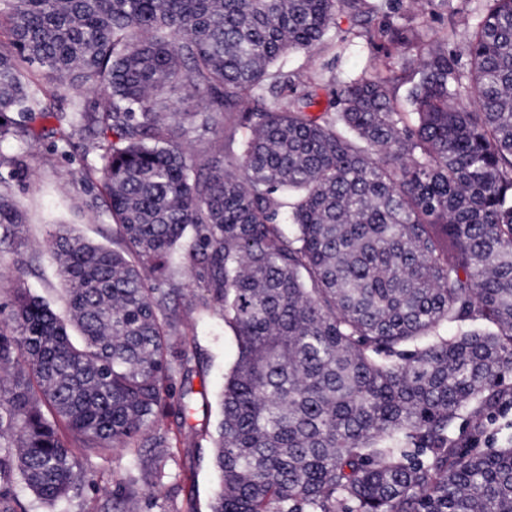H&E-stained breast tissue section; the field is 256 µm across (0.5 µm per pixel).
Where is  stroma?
I'll return each instance as SVG.
<instances>
[{
  "label": "stroma",
  "mask_w": 512,
  "mask_h": 512,
  "mask_svg": "<svg viewBox=\"0 0 512 512\" xmlns=\"http://www.w3.org/2000/svg\"><path fill=\"white\" fill-rule=\"evenodd\" d=\"M461 0H433L419 7L403 0L393 14L394 24L413 20L429 36L442 35L449 28ZM351 23L346 14L336 17L335 33L347 36L342 51L327 50L315 56L301 52L282 55L275 67L285 73H319L323 77L319 92L321 103L335 99L336 91L348 77L383 67L387 50L369 45L360 38H350ZM47 141L31 145L6 143L0 151L26 161L29 174L14 187L15 198L25 215L21 238L13 245L0 247V303L8 302L12 290L22 284L49 300L55 310H62V282L45 248L55 225L66 224L96 242H104L110 220L95 215L85 205L84 185L73 171L97 165L95 157L66 159L46 157ZM187 347L193 350L205 369L204 376L193 379L194 390H205L208 403L197 406L190 418L200 428L194 444H180L169 463L168 475L160 493L151 494L149 486H139L140 512H186L195 505L196 512H208V504L218 489L210 466L209 427L218 419L217 393L236 357L234 331L213 312H192L186 328ZM136 460L131 456L110 458L91 456L84 461L85 478L77 495L58 503L55 509L39 503L30 492L14 486L13 492L27 512H112V492L117 480L132 471Z\"/></svg>",
  "instance_id": "35a3bbf8"
}]
</instances>
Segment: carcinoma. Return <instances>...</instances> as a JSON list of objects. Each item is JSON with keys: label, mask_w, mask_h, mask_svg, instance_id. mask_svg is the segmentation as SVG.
I'll use <instances>...</instances> for the list:
<instances>
[{"label": "carcinoma", "mask_w": 512, "mask_h": 512, "mask_svg": "<svg viewBox=\"0 0 512 512\" xmlns=\"http://www.w3.org/2000/svg\"><path fill=\"white\" fill-rule=\"evenodd\" d=\"M394 1L0 0V144L54 120V149L98 153L78 175L112 219L109 246L49 235L66 315L25 287L0 309V512H26L18 483L53 507L81 456L120 452L140 469L112 508L138 512V483L160 488L193 432L192 310L237 344L210 512H512V435H456L512 406V0H461L476 23L433 41L375 25ZM341 11L402 73L352 79L315 115L319 80L285 99L301 75L271 66L341 46ZM176 91L212 101L181 114ZM198 125L215 135L201 156L181 142ZM25 174L0 152L1 242Z\"/></svg>", "instance_id": "cac0c4a2"}]
</instances>
